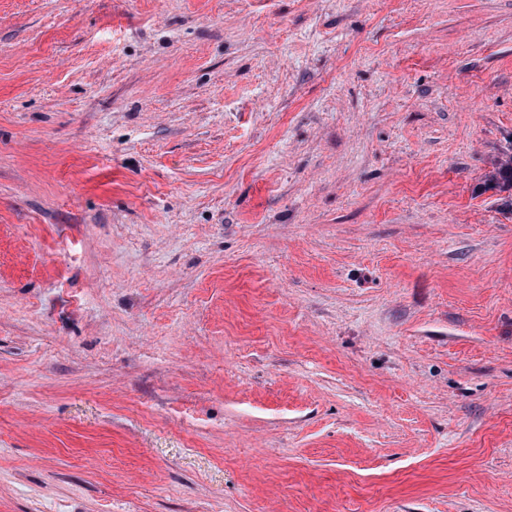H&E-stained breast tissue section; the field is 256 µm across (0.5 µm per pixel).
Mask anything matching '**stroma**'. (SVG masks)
Returning a JSON list of instances; mask_svg holds the SVG:
<instances>
[{
    "label": "stroma",
    "mask_w": 512,
    "mask_h": 512,
    "mask_svg": "<svg viewBox=\"0 0 512 512\" xmlns=\"http://www.w3.org/2000/svg\"><path fill=\"white\" fill-rule=\"evenodd\" d=\"M512 0H0V512H512ZM486 187L499 193L507 192L501 198L502 206L512 212V155L498 161L494 170L486 176Z\"/></svg>",
    "instance_id": "stroma-1"
}]
</instances>
